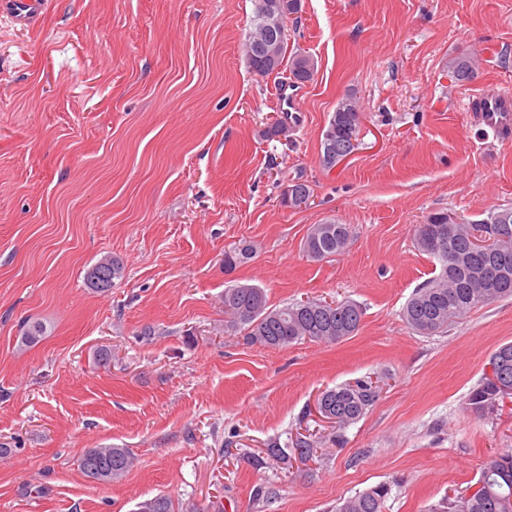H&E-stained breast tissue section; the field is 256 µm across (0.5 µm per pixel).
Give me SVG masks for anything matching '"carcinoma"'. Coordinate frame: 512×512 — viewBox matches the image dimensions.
I'll return each instance as SVG.
<instances>
[{
	"instance_id": "cac0c4a2",
	"label": "carcinoma",
	"mask_w": 512,
	"mask_h": 512,
	"mask_svg": "<svg viewBox=\"0 0 512 512\" xmlns=\"http://www.w3.org/2000/svg\"><path fill=\"white\" fill-rule=\"evenodd\" d=\"M280 19L262 12L260 0H254V16L246 40L249 65L260 76L273 73L265 57L254 50L258 40L273 43L278 64H283L287 53L286 36L280 34ZM450 77L457 83L474 78L475 61L470 56H457L448 62ZM361 128L360 112L351 95L344 96L333 112L323 136L320 162L332 168L341 159L331 152V145L353 146L358 142ZM441 225H448V213L435 212L415 229L417 248L436 259L440 265L438 275L419 285L402 309V318L414 331L425 335L448 332V328L464 318L473 308L500 299L512 297V208L488 213L480 226L494 238L499 264L503 271L500 287L489 288L485 279L471 274L481 268V261L470 249L473 224H456L442 252L431 246L432 238ZM348 225L327 220L314 224L304 241V252L313 260H323L341 253L349 244ZM256 251L249 243L224 252V267L234 269L247 262ZM123 274L119 260L102 257L85 275L87 287L105 292L112 288L113 280ZM363 308L349 300L327 302L306 300L282 307L269 305L264 289L255 284H235L224 289V328L242 332L248 345L270 348L288 347L301 340L325 344L342 341L360 329ZM493 375H484L466 400L467 408L479 417L493 416L500 410L506 394L499 390L494 379L512 384V342L501 345L489 359ZM380 386L372 379H360L321 392L317 409L336 425V440L342 432L359 421L377 402ZM321 441L315 436L302 435L292 441L289 449L276 442L261 454L247 456L255 468L267 461L293 454L302 460L315 455ZM134 458L127 448L104 446L89 448L79 459V467L86 478L98 483H110L122 478L133 467ZM389 493L385 484H378L344 499L336 512H383ZM138 512H175L171 497L158 495L138 506ZM432 512H512V448L489 455L476 489L453 499L448 498Z\"/></svg>"
}]
</instances>
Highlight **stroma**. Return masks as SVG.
I'll return each instance as SVG.
<instances>
[{"label":"stroma","mask_w":512,"mask_h":512,"mask_svg":"<svg viewBox=\"0 0 512 512\" xmlns=\"http://www.w3.org/2000/svg\"><path fill=\"white\" fill-rule=\"evenodd\" d=\"M26 26L0 13V512H336L384 483L383 512H427L468 492L512 448V399L492 417L465 405L512 341V298L421 336L400 312L435 263L414 229L436 211L475 223L512 208V140L464 108L512 94V0H301L288 54L312 57L298 109L243 45L252 0H49ZM468 55L466 84L448 74ZM359 145L333 169L322 132L346 94ZM288 123L287 140L265 128ZM309 205L282 197L293 180ZM349 225L350 246L314 261L311 225ZM257 253L233 270L224 252ZM121 278L86 288L102 256ZM264 288L271 306L322 298L365 309L334 345L243 344L225 332L224 290ZM43 327L22 342V326ZM112 353L99 365L98 351ZM380 381L374 407L313 459L254 469L244 452L310 430L321 392ZM129 449L109 484L86 449ZM448 72L456 83L469 82L474 78L475 61L470 56H457L448 62Z\"/></svg>","instance_id":"1"}]
</instances>
